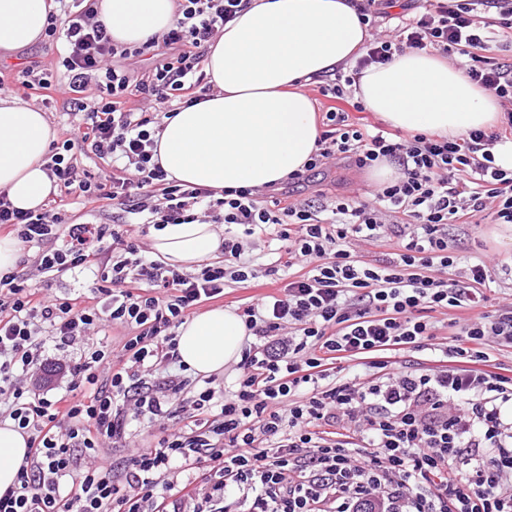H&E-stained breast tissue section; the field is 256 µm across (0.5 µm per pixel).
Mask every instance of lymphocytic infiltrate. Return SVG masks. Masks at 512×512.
Listing matches in <instances>:
<instances>
[{
  "instance_id": "obj_1",
  "label": "lymphocytic infiltrate",
  "mask_w": 512,
  "mask_h": 512,
  "mask_svg": "<svg viewBox=\"0 0 512 512\" xmlns=\"http://www.w3.org/2000/svg\"><path fill=\"white\" fill-rule=\"evenodd\" d=\"M56 2L44 36L63 43L65 77L31 66L18 78L42 96L65 85L82 119L45 157L55 198L23 211L0 193V233L38 246L48 279L90 272L91 294L50 296L19 271L0 274V418L29 442L0 512H512V378L485 351L492 338L512 347V303L487 310L493 266L474 256L455 278L449 243L458 224H512V168L495 156L512 143V64L489 58L512 45V0H422L409 18L401 0H351L372 36L349 71L317 79L325 128L287 181L339 158L360 169L394 162L398 177L370 198L317 208L272 189L188 187L155 160L163 119L211 90L200 68L208 43L251 0H178L172 26L138 47L113 41L99 0ZM389 17L393 28L377 34ZM407 49L465 58L470 81L504 108L497 129L449 138L351 122L364 109L357 75ZM151 52L152 69L134 77L127 61ZM82 155L111 159L109 178L82 169ZM75 197L119 213L61 228ZM193 223L243 229L193 275L147 255L130 230ZM258 230L280 243L261 271L242 260L244 237ZM360 244L389 254L371 265ZM284 269L282 288L242 308L254 341L232 390H197L179 373L150 382L178 363L175 330L202 302L223 297L226 282ZM439 310L453 313L452 339L435 346ZM111 325L127 332L118 357L98 339ZM78 340L86 349L62 392L30 389L42 354ZM426 349L435 368L391 370L389 353ZM342 362L368 378H337ZM135 422L160 424L163 436L113 474L103 451L125 444ZM203 468L215 477L207 487Z\"/></svg>"
}]
</instances>
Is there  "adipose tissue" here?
<instances>
[{"label": "adipose tissue", "instance_id": "1", "mask_svg": "<svg viewBox=\"0 0 512 512\" xmlns=\"http://www.w3.org/2000/svg\"><path fill=\"white\" fill-rule=\"evenodd\" d=\"M99 17L116 42L142 45L174 22L175 0H100ZM48 0H0V57L36 45ZM368 37L347 0H252L211 42L205 72L212 92L163 122L158 153L170 178L214 189L264 188L303 171L319 136L305 83L353 62ZM356 97L390 127L451 137L492 128L496 100L442 58L415 51L364 69ZM56 131L46 113L0 98V192L14 207L40 208L52 191L44 155ZM212 224H167L153 254L190 270L220 250ZM248 330L235 312L215 308L178 329V353L191 372L210 375L239 361ZM28 453L13 422L0 424V492Z\"/></svg>", "mask_w": 512, "mask_h": 512}]
</instances>
